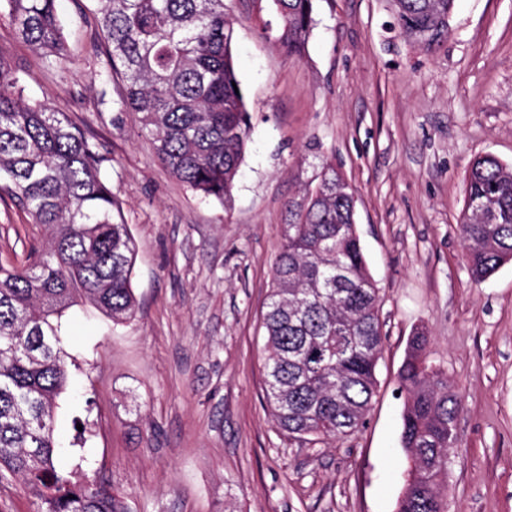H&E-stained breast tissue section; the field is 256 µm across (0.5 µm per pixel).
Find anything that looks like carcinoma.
<instances>
[{
  "instance_id": "obj_1",
  "label": "carcinoma",
  "mask_w": 512,
  "mask_h": 512,
  "mask_svg": "<svg viewBox=\"0 0 512 512\" xmlns=\"http://www.w3.org/2000/svg\"><path fill=\"white\" fill-rule=\"evenodd\" d=\"M110 76L124 81L157 158L180 183L228 201L249 114L234 66L235 30L224 0H96ZM275 42L301 54L314 0H269ZM397 22L432 49L448 35L455 0H395ZM18 40L49 67L69 55L56 0H0ZM106 157L69 119L25 95L24 72L0 50V180L40 226L47 246L0 264V482L19 478L38 512H127L82 466L58 464L57 401L70 378L62 317L88 302L119 325L133 317L136 245L102 175ZM461 238L482 281L512 257V166L475 157L466 173ZM351 185L328 161L303 201L288 206L263 325L265 398L290 435L331 438L364 423L383 337L379 288L356 228ZM412 338L399 380L409 398L401 448L408 478L396 512H448V453L460 396Z\"/></svg>"
}]
</instances>
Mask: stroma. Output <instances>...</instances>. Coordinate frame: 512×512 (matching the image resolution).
<instances>
[{"instance_id":"obj_1","label":"stroma","mask_w":512,"mask_h":512,"mask_svg":"<svg viewBox=\"0 0 512 512\" xmlns=\"http://www.w3.org/2000/svg\"><path fill=\"white\" fill-rule=\"evenodd\" d=\"M224 4L250 116L227 203L173 178L122 107L94 0H57L61 69L0 21L28 94L105 154L138 246L133 319L67 315L78 369L57 411L60 463L105 480L129 512H395L407 477L397 373L421 332L463 399L448 512H512V259L474 281L459 232L470 162L512 165V0H455L430 51L399 28L393 0H315L299 55L269 38L266 0ZM326 159L355 192L385 338L364 424L313 441L282 432L265 403L262 319L288 203ZM35 233L0 190V261L22 262ZM76 417L88 422L79 456Z\"/></svg>"}]
</instances>
